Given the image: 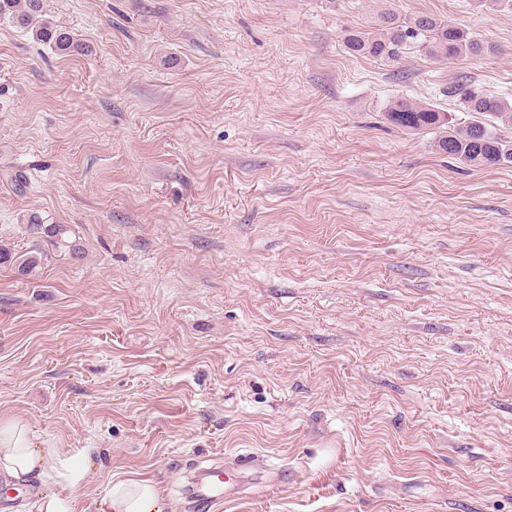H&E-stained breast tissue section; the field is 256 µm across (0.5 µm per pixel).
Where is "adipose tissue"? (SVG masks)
I'll return each mask as SVG.
<instances>
[{"instance_id":"obj_1","label":"adipose tissue","mask_w":512,"mask_h":512,"mask_svg":"<svg viewBox=\"0 0 512 512\" xmlns=\"http://www.w3.org/2000/svg\"><path fill=\"white\" fill-rule=\"evenodd\" d=\"M52 476L64 481L71 493H78L82 469L60 448L34 447L25 426L0 421V485H35ZM26 512H70V503L57 494L36 487ZM94 512H164L157 486L134 477L110 481L103 497L94 504Z\"/></svg>"}]
</instances>
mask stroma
<instances>
[{"instance_id": "stroma-1", "label": "stroma", "mask_w": 512, "mask_h": 512, "mask_svg": "<svg viewBox=\"0 0 512 512\" xmlns=\"http://www.w3.org/2000/svg\"><path fill=\"white\" fill-rule=\"evenodd\" d=\"M498 46L348 52L387 10ZM0 20V419L186 512L192 468L264 461L221 510L512 512V164L390 125L512 100V9L474 0H45ZM65 224L82 255L29 235ZM44 0H0V17L8 15L13 22L23 27L35 28L38 39L55 51L65 54L77 49L69 30L54 26L40 19Z\"/></svg>"}]
</instances>
